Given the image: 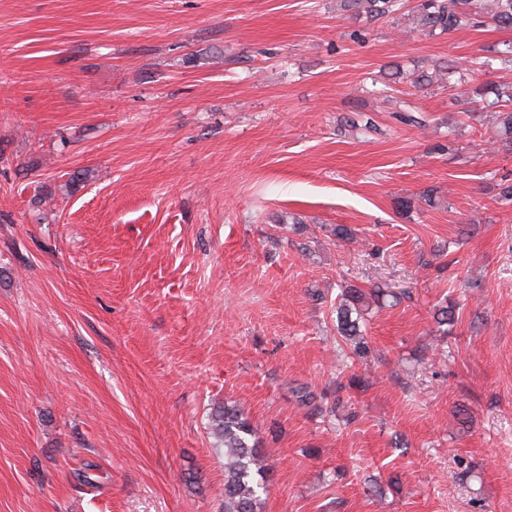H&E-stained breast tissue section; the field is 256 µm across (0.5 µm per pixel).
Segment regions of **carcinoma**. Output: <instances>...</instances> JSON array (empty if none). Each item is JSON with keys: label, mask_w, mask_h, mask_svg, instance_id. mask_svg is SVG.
<instances>
[{"label": "carcinoma", "mask_w": 512, "mask_h": 512, "mask_svg": "<svg viewBox=\"0 0 512 512\" xmlns=\"http://www.w3.org/2000/svg\"><path fill=\"white\" fill-rule=\"evenodd\" d=\"M340 9L353 16L365 15L366 22L395 20L410 16L415 29L424 35L448 34L462 28L492 26L512 31V0H338ZM499 60L512 64V42L505 49L493 48L487 55L469 60L472 84L465 92L462 113L476 111L482 104L496 114L500 142L512 151V85L484 84L477 75L493 67ZM454 60H439L432 71L421 70L410 76L417 87L429 86L433 81L451 80L457 73ZM397 300L394 292L381 288L368 291L351 286L343 289L336 303V330L353 346V354L361 357L368 348L365 337V314L373 305H384L387 298ZM211 427L224 448V512H256L261 494L266 491L270 450L258 446L255 433L244 412L226 405L214 411Z\"/></svg>", "instance_id": "cac0c4a2"}]
</instances>
